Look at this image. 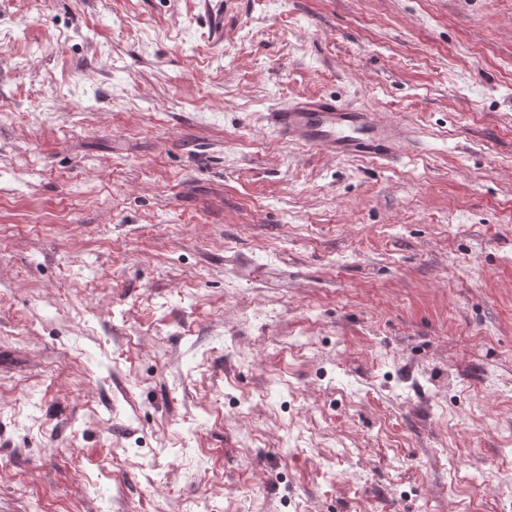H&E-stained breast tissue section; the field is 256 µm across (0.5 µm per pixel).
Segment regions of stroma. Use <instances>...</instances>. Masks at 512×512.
I'll return each mask as SVG.
<instances>
[{
  "label": "stroma",
  "mask_w": 512,
  "mask_h": 512,
  "mask_svg": "<svg viewBox=\"0 0 512 512\" xmlns=\"http://www.w3.org/2000/svg\"><path fill=\"white\" fill-rule=\"evenodd\" d=\"M0 512H512V0H0ZM266 122L282 139L336 159L371 156L393 161L404 157L415 142L408 127L327 96L295 99L267 112Z\"/></svg>",
  "instance_id": "stroma-1"
}]
</instances>
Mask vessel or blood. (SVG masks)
Listing matches in <instances>:
<instances>
[{
	"mask_svg": "<svg viewBox=\"0 0 512 512\" xmlns=\"http://www.w3.org/2000/svg\"><path fill=\"white\" fill-rule=\"evenodd\" d=\"M266 122L282 139L336 159L371 156L393 161L414 142L408 127L327 96L295 99L268 112Z\"/></svg>",
	"mask_w": 512,
	"mask_h": 512,
	"instance_id": "vessel-or-blood-1",
	"label": "vessel or blood"
}]
</instances>
